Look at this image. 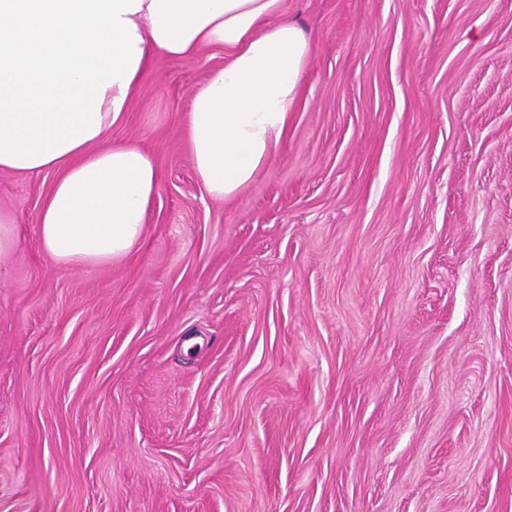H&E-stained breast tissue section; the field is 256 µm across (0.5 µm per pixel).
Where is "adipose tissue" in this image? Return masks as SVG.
<instances>
[{
  "instance_id": "obj_1",
  "label": "adipose tissue",
  "mask_w": 512,
  "mask_h": 512,
  "mask_svg": "<svg viewBox=\"0 0 512 512\" xmlns=\"http://www.w3.org/2000/svg\"><path fill=\"white\" fill-rule=\"evenodd\" d=\"M285 0H0V171L54 173L37 240L57 265L98 268L142 240L159 186L153 155L109 133L156 54L221 48L192 94L197 181L233 197L276 153L310 43Z\"/></svg>"
}]
</instances>
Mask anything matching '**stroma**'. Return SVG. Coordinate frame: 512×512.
<instances>
[{
  "mask_svg": "<svg viewBox=\"0 0 512 512\" xmlns=\"http://www.w3.org/2000/svg\"><path fill=\"white\" fill-rule=\"evenodd\" d=\"M311 43L267 170L196 181L156 55L115 141L160 182L126 258L37 241L0 172V512H512V0H286Z\"/></svg>",
  "mask_w": 512,
  "mask_h": 512,
  "instance_id": "stroma-1",
  "label": "stroma"
}]
</instances>
